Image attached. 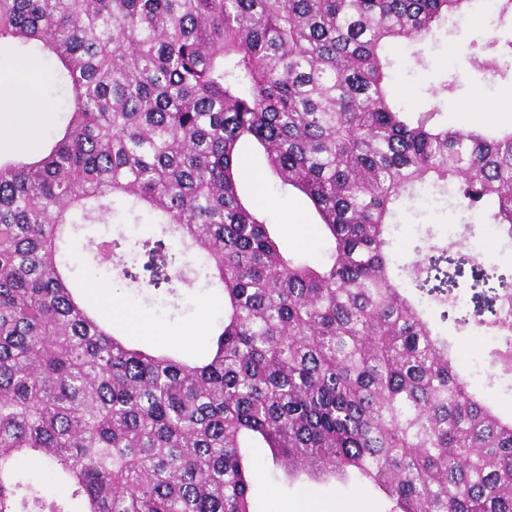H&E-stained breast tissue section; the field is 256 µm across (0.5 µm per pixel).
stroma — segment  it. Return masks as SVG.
Masks as SVG:
<instances>
[{"instance_id": "1", "label": "stroma", "mask_w": 512, "mask_h": 512, "mask_svg": "<svg viewBox=\"0 0 512 512\" xmlns=\"http://www.w3.org/2000/svg\"><path fill=\"white\" fill-rule=\"evenodd\" d=\"M472 20L468 14L434 31L421 45L425 66L413 64L407 46L392 48L396 101L406 109L425 108L427 89L450 77L455 79L457 90L442 103L449 123L468 125L492 119L510 127L512 83H504L470 63L469 41L475 35ZM240 190L245 202L255 204L269 216L283 250L314 262L323 258L327 244L321 238L317 216L299 193L277 185L273 175L258 163L246 169ZM462 217L461 211L448 208L443 200L404 210L395 232L397 254L410 256L413 246L428 231L455 236ZM472 221L474 235L463 245L469 250L478 246L489 250V257L481 261L482 269L493 265L512 269V245H505L494 226L484 223L480 216H473ZM148 230L145 224L110 223L73 233L69 252L75 277L83 285L98 281L110 286L116 302L131 314L130 319L117 321L131 342L155 351L177 350L184 357H194L197 335H210L214 329L210 323L199 325L201 306L205 301L219 300V293L210 288H183L178 297L168 298L160 288L117 282L111 263L100 262L85 248L90 235L103 238L121 231L134 237ZM443 328L457 359L466 362L471 386L496 410L512 414V389L506 382L488 378L487 352L493 345L492 337L480 330L456 332L450 322L444 323ZM250 458L255 512H391V501L370 485L307 479L291 483L283 469L274 464L270 449H251Z\"/></svg>"}]
</instances>
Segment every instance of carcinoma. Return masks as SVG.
<instances>
[{"label": "carcinoma", "mask_w": 512, "mask_h": 512, "mask_svg": "<svg viewBox=\"0 0 512 512\" xmlns=\"http://www.w3.org/2000/svg\"><path fill=\"white\" fill-rule=\"evenodd\" d=\"M477 0H0V51L48 65L66 121L0 159V512H251L247 449L290 477L367 481L392 512H512V417L470 389L439 319L494 337L512 378V273L485 311L448 290L478 257L426 231L395 258L398 211L448 194L512 239V127L394 98V42ZM471 62L512 82V40ZM256 144L332 239L281 250L238 194ZM156 225L88 247L120 280L224 297L187 360L128 345L82 303L65 252L86 224ZM147 261L149 279L128 268ZM54 467L67 496L27 482Z\"/></svg>", "instance_id": "carcinoma-1"}]
</instances>
